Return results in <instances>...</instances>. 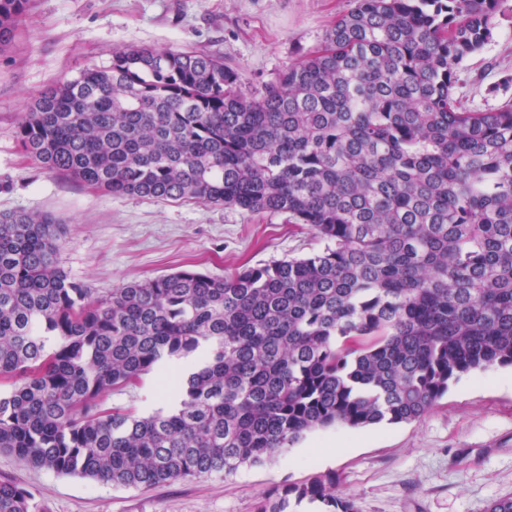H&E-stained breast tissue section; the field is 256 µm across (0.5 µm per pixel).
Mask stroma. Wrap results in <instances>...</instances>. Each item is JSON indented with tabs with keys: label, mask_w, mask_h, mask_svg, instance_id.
Instances as JSON below:
<instances>
[{
	"label": "stroma",
	"mask_w": 512,
	"mask_h": 512,
	"mask_svg": "<svg viewBox=\"0 0 512 512\" xmlns=\"http://www.w3.org/2000/svg\"><path fill=\"white\" fill-rule=\"evenodd\" d=\"M354 0H31L0 51V212H50L63 225L59 260L96 295L180 269L221 276L319 248L287 215L235 207L113 197L41 168L16 129L27 105L59 81L109 65L117 48L155 46L223 56L255 91L322 42ZM455 97L488 110L512 100V0L492 41L465 60ZM110 407L139 416L177 407L159 371L112 391ZM357 433L335 458L327 442ZM331 474L359 512H487L512 495V367L452 382L419 420L304 435L287 452L234 475L119 488L31 468L0 453V480L32 492L37 512H255L265 492Z\"/></svg>",
	"instance_id": "35a3bbf8"
}]
</instances>
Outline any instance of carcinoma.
Returning <instances> with one entry per match:
<instances>
[{
  "label": "carcinoma",
  "mask_w": 512,
  "mask_h": 512,
  "mask_svg": "<svg viewBox=\"0 0 512 512\" xmlns=\"http://www.w3.org/2000/svg\"><path fill=\"white\" fill-rule=\"evenodd\" d=\"M500 0H355L262 90L198 51L133 47L36 98L16 139L114 197L286 214L324 243L106 296L59 262L48 213H0V452L126 488L228 476L306 433L411 422L474 369L512 366V103L455 98ZM29 0H0V51ZM170 413L105 405L162 360ZM315 475L268 492L357 512ZM0 481V512H35Z\"/></svg>",
  "instance_id": "carcinoma-1"
}]
</instances>
